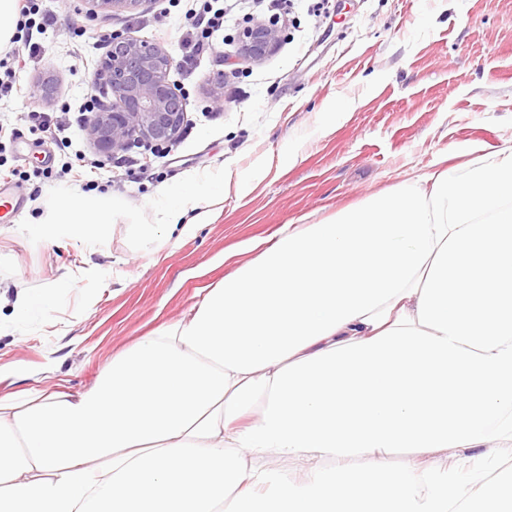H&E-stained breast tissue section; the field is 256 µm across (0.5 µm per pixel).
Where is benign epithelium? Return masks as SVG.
I'll use <instances>...</instances> for the list:
<instances>
[{
    "label": "benign epithelium",
    "mask_w": 512,
    "mask_h": 512,
    "mask_svg": "<svg viewBox=\"0 0 512 512\" xmlns=\"http://www.w3.org/2000/svg\"><path fill=\"white\" fill-rule=\"evenodd\" d=\"M89 14L99 10L132 11L147 0H85ZM279 41L273 22L253 23L238 33L241 58L258 61ZM175 60L163 47L125 33L107 40V51L94 80L111 100H99L86 118L85 130L98 153L112 158L132 148L157 149L177 141L185 122L184 93L169 81Z\"/></svg>",
    "instance_id": "1"
}]
</instances>
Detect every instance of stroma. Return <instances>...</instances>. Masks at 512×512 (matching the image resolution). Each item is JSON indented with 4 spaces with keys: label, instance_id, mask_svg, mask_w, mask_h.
<instances>
[{
    "label": "stroma",
    "instance_id": "obj_1",
    "mask_svg": "<svg viewBox=\"0 0 512 512\" xmlns=\"http://www.w3.org/2000/svg\"><path fill=\"white\" fill-rule=\"evenodd\" d=\"M207 1L225 4L146 0L91 18L84 0H37L53 22L36 35L34 56L26 28H16L13 69L32 95L0 98V170L13 172L24 197L19 221L0 224V366H24L28 378L1 382L0 394L61 382L87 389L113 355L248 261L245 242L306 216L329 219L456 146L512 141V0H337L324 19L310 12L315 0H293L276 48L257 62L241 59L238 32L274 15L236 9L211 51L189 64L186 13ZM115 32L176 59L170 79L187 97L185 126L155 151L151 176L140 173L136 148L105 160L88 184L67 172L98 157L77 109L106 96L93 72ZM47 76L57 85L50 101L35 91ZM340 101L350 111H337ZM35 112L67 124L66 137L38 128ZM190 180L223 181L222 210L178 243L143 247L135 227L160 223L161 188ZM89 194L114 203L103 236L45 232L55 203ZM64 272L74 285L56 294L50 317L15 319L17 293L45 291Z\"/></svg>",
    "mask_w": 512,
    "mask_h": 512
}]
</instances>
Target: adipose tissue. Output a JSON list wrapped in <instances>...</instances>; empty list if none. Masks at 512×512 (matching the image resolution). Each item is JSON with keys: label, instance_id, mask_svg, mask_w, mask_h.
I'll return each mask as SVG.
<instances>
[{"label": "adipose tissue", "instance_id": "obj_1", "mask_svg": "<svg viewBox=\"0 0 512 512\" xmlns=\"http://www.w3.org/2000/svg\"><path fill=\"white\" fill-rule=\"evenodd\" d=\"M466 150V168L248 242L89 389L0 396V512H512L493 458L512 441V144ZM161 194L142 245L208 223L224 186ZM110 217L102 196L52 211L73 233ZM475 449L463 484L411 463Z\"/></svg>", "mask_w": 512, "mask_h": 512}]
</instances>
